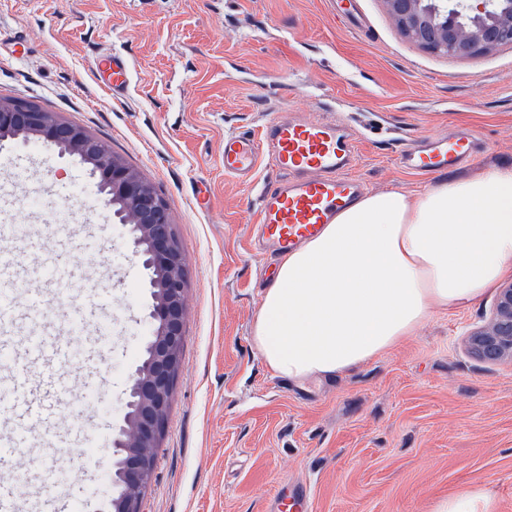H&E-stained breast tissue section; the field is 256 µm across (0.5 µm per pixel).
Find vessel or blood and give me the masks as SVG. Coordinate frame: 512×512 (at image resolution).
Wrapping results in <instances>:
<instances>
[{
  "mask_svg": "<svg viewBox=\"0 0 512 512\" xmlns=\"http://www.w3.org/2000/svg\"><path fill=\"white\" fill-rule=\"evenodd\" d=\"M106 78L103 86L112 94L128 86V61L123 54L110 53L100 60ZM473 144L468 133L437 137L419 146L402 148L398 163L413 173L450 171L468 161ZM358 141L342 124L330 119H308L277 115L264 129L263 142L245 132L224 137L225 175L250 180L261 159H268L277 176L266 183L258 196V238L264 251L279 254L317 236L322 225L334 223L337 214L354 203L364 185L351 171L358 162ZM72 268L64 263L50 267L49 288L55 297L68 298L74 288ZM31 349L44 364L40 381L28 390L0 391V399L17 402L20 412L8 426L0 428V446L16 448L28 444L34 433L48 436L58 431L54 402L65 385L56 361H68L70 352L62 342L47 343L33 337ZM57 476L48 470L28 477L29 497H20L14 478L0 477V512H59L54 496ZM310 494L306 488L280 491L274 512H308Z\"/></svg>",
  "mask_w": 512,
  "mask_h": 512,
  "instance_id": "obj_1",
  "label": "vessel or blood"
}]
</instances>
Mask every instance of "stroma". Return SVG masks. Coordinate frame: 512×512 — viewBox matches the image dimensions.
Wrapping results in <instances>:
<instances>
[{
  "label": "stroma",
  "mask_w": 512,
  "mask_h": 512,
  "mask_svg": "<svg viewBox=\"0 0 512 512\" xmlns=\"http://www.w3.org/2000/svg\"><path fill=\"white\" fill-rule=\"evenodd\" d=\"M366 25L341 22L336 0H0V99L20 100L80 125L165 200L188 268L181 366L144 512H269L282 482L310 487L309 512H432L463 489L485 491L493 512H512V363H487L465 344L495 291L434 313L413 336L346 375L297 383L275 374L252 343V325L278 259L252 249L262 163L251 181L226 176L225 134L262 135L294 112L338 119L369 113L418 140L457 127L474 131L473 163L417 175L397 166V146L365 140L354 170L371 194H415L448 179L512 164V46L471 57L430 53L390 22L381 0H356ZM130 64L124 95L106 91L100 55ZM78 157L49 146L31 152L0 140V223L49 235L58 216L84 228L64 260L75 291L45 305L66 318L81 292L102 298L111 323L97 373L75 363L57 408L59 430L90 415L96 456L80 444L19 448L9 468L67 475L59 494L98 512L89 487L111 465L112 430L149 335L148 274L106 205L76 198L92 183ZM94 390L102 408L85 412Z\"/></svg>",
  "instance_id": "stroma-1"
}]
</instances>
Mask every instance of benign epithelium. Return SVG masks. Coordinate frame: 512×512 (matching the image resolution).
Wrapping results in <instances>:
<instances>
[{
  "label": "benign epithelium",
  "instance_id": "7a95c632",
  "mask_svg": "<svg viewBox=\"0 0 512 512\" xmlns=\"http://www.w3.org/2000/svg\"><path fill=\"white\" fill-rule=\"evenodd\" d=\"M398 30L422 48L469 57L512 45V0H382ZM36 138L78 157L99 175L100 199L128 228L133 253L149 271L151 334L132 375L123 423L112 440L107 512H143L159 439L181 364L187 316L188 269L165 202L141 175L108 151L101 139L51 112L0 100V139ZM480 359L512 362V281L497 291L490 319L468 333Z\"/></svg>",
  "mask_w": 512,
  "mask_h": 512
}]
</instances>
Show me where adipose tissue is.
Returning a JSON list of instances; mask_svg holds the SVG:
<instances>
[{
	"mask_svg": "<svg viewBox=\"0 0 512 512\" xmlns=\"http://www.w3.org/2000/svg\"><path fill=\"white\" fill-rule=\"evenodd\" d=\"M512 274V165L362 196L280 259L252 341L277 375L332 377Z\"/></svg>",
	"mask_w": 512,
	"mask_h": 512,
	"instance_id": "ef3b65f1",
	"label": "adipose tissue"
}]
</instances>
